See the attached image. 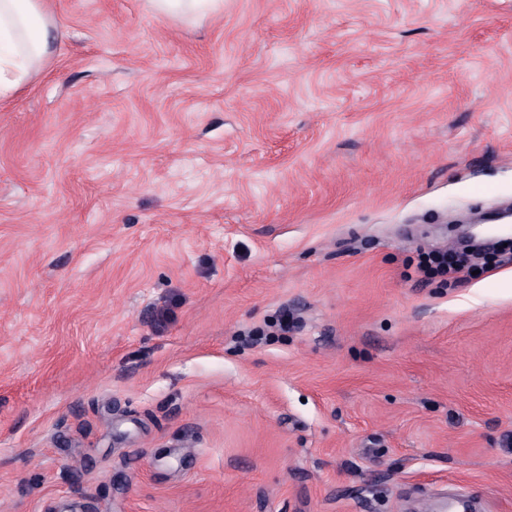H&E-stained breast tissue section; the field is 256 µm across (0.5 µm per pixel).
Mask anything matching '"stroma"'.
Masks as SVG:
<instances>
[{"mask_svg": "<svg viewBox=\"0 0 512 512\" xmlns=\"http://www.w3.org/2000/svg\"><path fill=\"white\" fill-rule=\"evenodd\" d=\"M48 8L0 97V512H512V262L415 271L512 205V0ZM152 10L173 19H197L216 9L218 0H149Z\"/></svg>", "mask_w": 512, "mask_h": 512, "instance_id": "35a3bbf8", "label": "stroma"}]
</instances>
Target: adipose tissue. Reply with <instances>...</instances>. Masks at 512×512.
Returning <instances> with one entry per match:
<instances>
[{
    "label": "adipose tissue",
    "instance_id": "1",
    "mask_svg": "<svg viewBox=\"0 0 512 512\" xmlns=\"http://www.w3.org/2000/svg\"><path fill=\"white\" fill-rule=\"evenodd\" d=\"M55 28L46 0H0V95L48 59Z\"/></svg>",
    "mask_w": 512,
    "mask_h": 512
}]
</instances>
